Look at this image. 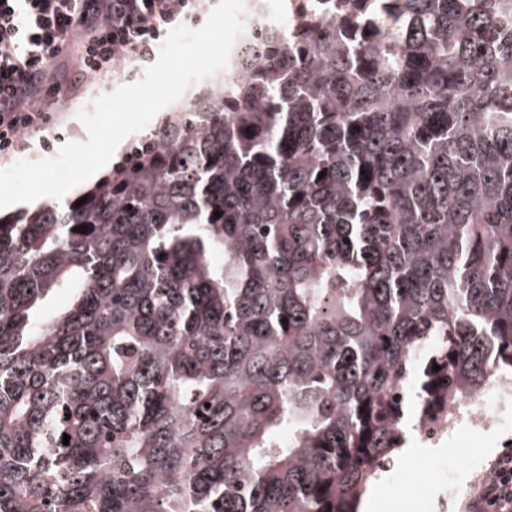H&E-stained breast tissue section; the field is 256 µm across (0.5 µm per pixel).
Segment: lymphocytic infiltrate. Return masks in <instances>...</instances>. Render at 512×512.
Segmentation results:
<instances>
[{
  "label": "lymphocytic infiltrate",
  "instance_id": "obj_1",
  "mask_svg": "<svg viewBox=\"0 0 512 512\" xmlns=\"http://www.w3.org/2000/svg\"><path fill=\"white\" fill-rule=\"evenodd\" d=\"M201 12V0H0V156L52 122L64 56L86 78L130 59L147 65L170 30ZM468 512H512V453L493 461Z\"/></svg>",
  "mask_w": 512,
  "mask_h": 512
}]
</instances>
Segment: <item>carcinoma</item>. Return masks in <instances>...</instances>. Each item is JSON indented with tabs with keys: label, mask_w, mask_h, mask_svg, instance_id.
I'll return each mask as SVG.
<instances>
[{
	"label": "carcinoma",
	"mask_w": 512,
	"mask_h": 512,
	"mask_svg": "<svg viewBox=\"0 0 512 512\" xmlns=\"http://www.w3.org/2000/svg\"><path fill=\"white\" fill-rule=\"evenodd\" d=\"M324 2L0 216V512H357L413 370L512 371V0ZM201 83H202V80L197 83L192 84L185 91V93L183 94V96L181 97V99L179 101H177L176 103H174V104L168 106L167 108L163 109L162 111H160L156 115V117L152 120V122L144 130L137 132L135 134H132V135L128 136L127 138H125L118 145L112 159L110 160L109 170H108L107 174L112 170L113 167L115 168L116 166L120 165L122 163L123 159L125 158V156L129 153L131 147L139 144V140L143 136L152 133L153 130H155L158 127V125L162 121V119L164 117H166L168 115V113L173 110V108H175L177 106H181V105L189 102L192 99V97L197 94V91L200 88ZM178 108L179 107L175 108L174 110H177Z\"/></svg>",
	"instance_id": "carcinoma-1"
}]
</instances>
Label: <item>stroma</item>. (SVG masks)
Masks as SVG:
<instances>
[{
  "mask_svg": "<svg viewBox=\"0 0 512 512\" xmlns=\"http://www.w3.org/2000/svg\"><path fill=\"white\" fill-rule=\"evenodd\" d=\"M145 74V66L135 62L118 73L87 80L71 67H60L58 79L71 86V94L53 123L24 134L15 157L0 158V170L18 158L54 157L64 143L86 140L78 112L89 109L99 95L141 81ZM501 452L497 436L466 423L438 447L409 443L407 450L397 454L393 469L381 472L371 485L368 512H435L438 498L448 492L453 495V512H465L474 486L489 473L491 461Z\"/></svg>",
  "mask_w": 512,
  "mask_h": 512,
  "instance_id": "1",
  "label": "stroma"
}]
</instances>
